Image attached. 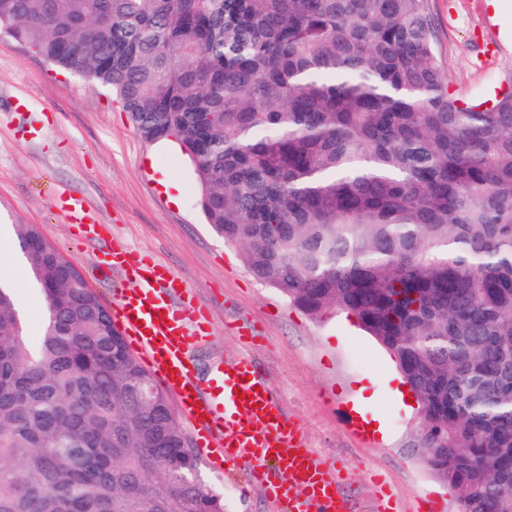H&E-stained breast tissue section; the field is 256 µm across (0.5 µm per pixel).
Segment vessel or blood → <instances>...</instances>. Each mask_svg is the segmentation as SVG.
<instances>
[{"label": "vessel or blood", "instance_id": "b4317fda", "mask_svg": "<svg viewBox=\"0 0 512 512\" xmlns=\"http://www.w3.org/2000/svg\"><path fill=\"white\" fill-rule=\"evenodd\" d=\"M111 265L127 282L112 305L113 323L174 396L214 467L249 461L254 481L283 512H351L339 472L308 447L301 422L285 413L250 359L221 360L199 376L191 352L212 327L182 280L119 246Z\"/></svg>", "mask_w": 512, "mask_h": 512}]
</instances>
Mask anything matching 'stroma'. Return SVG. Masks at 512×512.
<instances>
[{
    "instance_id": "obj_1",
    "label": "stroma",
    "mask_w": 512,
    "mask_h": 512,
    "mask_svg": "<svg viewBox=\"0 0 512 512\" xmlns=\"http://www.w3.org/2000/svg\"><path fill=\"white\" fill-rule=\"evenodd\" d=\"M428 6L450 93L465 102L491 98L512 74V9L494 0ZM164 177L179 187V203L166 195ZM71 197L83 200L97 236L65 210ZM198 200L191 162L175 146L142 139L115 94L0 33V240L12 256L0 275L21 284L16 298L29 335L39 332L44 304L26 283L15 225H39L108 303L124 281L102 260L111 244L122 245L167 266L207 311L212 336L197 354L200 372L244 356L266 374L310 448L343 468L353 512H377L385 491L394 512H415L423 498L452 512L455 493L422 461L417 407L399 390L391 357L341 311L311 317L255 278L241 249L206 224ZM250 470L239 462L220 474L200 464L225 512H273L249 486Z\"/></svg>"
}]
</instances>
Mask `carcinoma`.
I'll return each mask as SVG.
<instances>
[{
  "label": "carcinoma",
  "mask_w": 512,
  "mask_h": 512,
  "mask_svg": "<svg viewBox=\"0 0 512 512\" xmlns=\"http://www.w3.org/2000/svg\"><path fill=\"white\" fill-rule=\"evenodd\" d=\"M2 29L177 144L258 280L390 354L465 512H512V77L454 98L427 0H0ZM16 237L46 317L31 344L0 284V512H224L101 295Z\"/></svg>",
  "instance_id": "carcinoma-1"
}]
</instances>
